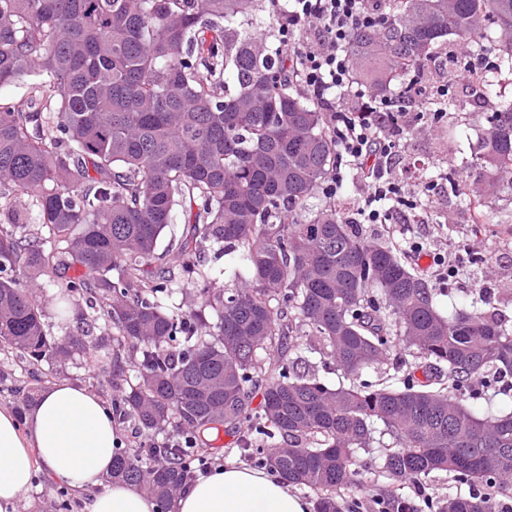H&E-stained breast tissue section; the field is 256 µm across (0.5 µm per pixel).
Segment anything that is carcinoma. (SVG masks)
<instances>
[{
    "instance_id": "cac0c4a2",
    "label": "carcinoma",
    "mask_w": 512,
    "mask_h": 512,
    "mask_svg": "<svg viewBox=\"0 0 512 512\" xmlns=\"http://www.w3.org/2000/svg\"><path fill=\"white\" fill-rule=\"evenodd\" d=\"M383 26L352 34V74L374 100L411 92L393 80L425 68L446 40L491 54L472 79L489 95L512 81V0H392ZM276 0H0V88L33 78L27 109L0 100V186L28 194L0 206V352L30 367L0 390L30 405L38 366L88 355L115 394L112 414L135 431L109 479L175 512L183 457L224 430L245 456L317 492L315 512H340L380 462L390 512L414 505L406 481L470 483L431 512H500L512 495V409L466 398L512 388V326L486 295L446 311L406 252L364 237L326 209L301 218L336 175L326 113L288 74V49L268 52ZM473 184L451 189L489 224L484 199L512 194V99L490 113ZM184 229L158 252L175 215ZM240 285L211 287L202 244ZM182 279L172 277L170 264ZM55 288L57 314L85 300L103 333L56 339L22 280ZM193 291L200 305L175 296ZM297 336H314L336 384L291 371ZM403 346L376 386L360 382ZM278 356L268 361L270 353ZM482 379L475 388L471 380ZM191 447L157 435L167 427ZM273 447L266 454L264 449Z\"/></svg>"
}]
</instances>
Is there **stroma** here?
<instances>
[{"mask_svg":"<svg viewBox=\"0 0 512 512\" xmlns=\"http://www.w3.org/2000/svg\"><path fill=\"white\" fill-rule=\"evenodd\" d=\"M457 49L454 43L437 49L435 65L425 69L421 79L422 84L432 90L441 84L448 85V97L461 112L462 119L451 136L444 126L424 119L404 141L393 175L405 196L411 199L422 195L425 183L408 172L410 164L432 162L438 173L465 179L486 117L499 103L498 98L484 95L476 85L459 78L455 71L439 68V61ZM364 231L369 239L399 247L405 239H413L433 255H461L470 248L488 256V264L455 279L447 296L440 298L439 303L444 308L469 303L477 289L483 288L494 306L512 321V231L499 223L475 229L471 211L451 191L437 194L432 208L415 209L413 218L402 225L400 231H393L384 224L365 225ZM17 512H82V503L73 490L58 492L49 476L39 471L19 502Z\"/></svg>","mask_w":512,"mask_h":512,"instance_id":"obj_1","label":"stroma"}]
</instances>
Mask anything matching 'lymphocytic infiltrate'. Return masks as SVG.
<instances>
[{"mask_svg":"<svg viewBox=\"0 0 512 512\" xmlns=\"http://www.w3.org/2000/svg\"><path fill=\"white\" fill-rule=\"evenodd\" d=\"M383 15L375 0H283L278 33L288 40L304 34V45L291 51L300 89L317 100L336 133L340 154L363 174L361 224H401L407 204L391 176L411 114L428 109L424 89L372 105L354 89L346 46L361 27L380 26Z\"/></svg>","mask_w":512,"mask_h":512,"instance_id":"lymphocytic-infiltrate-1","label":"lymphocytic infiltrate"}]
</instances>
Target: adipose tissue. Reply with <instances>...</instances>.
Masks as SVG:
<instances>
[{
	"label": "adipose tissue",
	"instance_id": "1",
	"mask_svg": "<svg viewBox=\"0 0 512 512\" xmlns=\"http://www.w3.org/2000/svg\"><path fill=\"white\" fill-rule=\"evenodd\" d=\"M118 442L111 405L67 379L44 390L24 422L0 407V512H17L37 465L84 493L83 512H156L154 499L133 486H102ZM176 512H309V504L270 472L230 465L182 492Z\"/></svg>",
	"mask_w": 512,
	"mask_h": 512
}]
</instances>
